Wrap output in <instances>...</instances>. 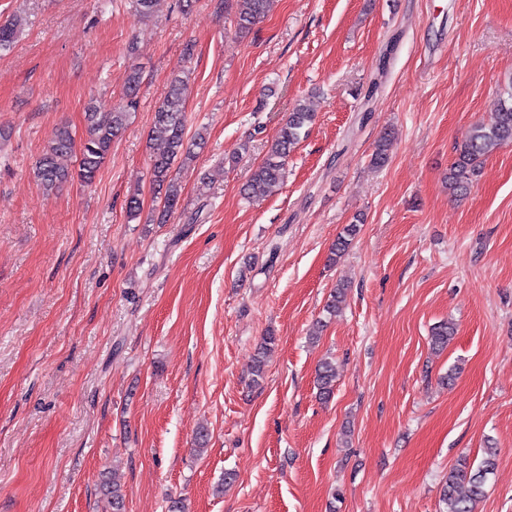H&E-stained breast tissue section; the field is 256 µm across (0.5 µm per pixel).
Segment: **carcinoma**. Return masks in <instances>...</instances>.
Segmentation results:
<instances>
[{
    "label": "carcinoma",
    "instance_id": "1",
    "mask_svg": "<svg viewBox=\"0 0 512 512\" xmlns=\"http://www.w3.org/2000/svg\"><path fill=\"white\" fill-rule=\"evenodd\" d=\"M270 0H235L233 22L239 33L249 32L267 13ZM18 24L15 21L0 23V56L8 54L16 41ZM142 83L139 67L131 66L125 78L127 101L124 105L103 109L95 104L85 112V134L76 139L67 124L58 126L32 170L33 179L46 192L60 189L77 179L90 185L94 183L112 150V143L122 135L128 125L130 112L137 104V93ZM188 77L171 78L164 98L157 105L150 139L161 145V150L151 159V181L162 193L163 214L167 217L176 209L180 186L173 176L176 162L183 163L194 157L186 134V91ZM496 121L486 127L474 125L463 135L456 148V155L448 168V188L455 193L467 192L480 174L483 159L495 149L512 143V83L499 94L495 102ZM314 121V113L304 104H298L288 114L271 144L266 156L257 164L243 186L244 195L261 199L272 194L283 181L288 156L299 143L302 135ZM391 134L386 132L377 141L371 161L378 167L389 160ZM360 225H346L332 245L329 261L334 262L359 233ZM454 328L443 323L432 330L430 342L435 350L448 346ZM276 337L264 338L252 365L249 386L259 385L265 375V356L275 344ZM336 371L331 362L325 361L318 368L316 384L319 397L328 400L334 393ZM497 449L488 448L481 462L473 466L467 459H459L448 469L442 484V502L446 512H476L478 503L485 497L489 475L496 468ZM102 494L110 512H124V495L120 485L105 480Z\"/></svg>",
    "mask_w": 512,
    "mask_h": 512
}]
</instances>
